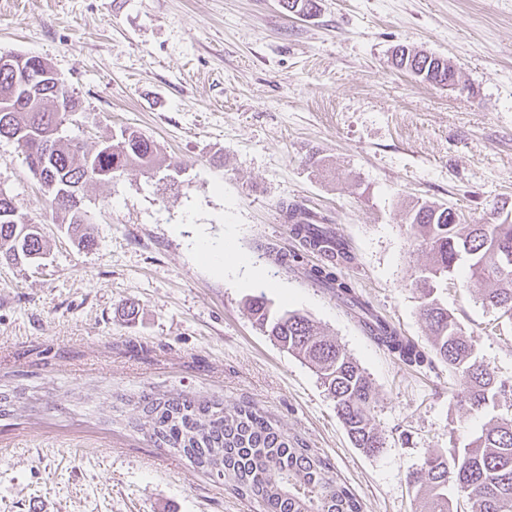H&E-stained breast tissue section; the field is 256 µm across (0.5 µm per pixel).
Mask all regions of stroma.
I'll return each instance as SVG.
<instances>
[{
  "instance_id": "obj_1",
  "label": "stroma",
  "mask_w": 512,
  "mask_h": 512,
  "mask_svg": "<svg viewBox=\"0 0 512 512\" xmlns=\"http://www.w3.org/2000/svg\"><path fill=\"white\" fill-rule=\"evenodd\" d=\"M0 0V54L36 55L82 112L94 148L130 127L160 169L84 190L96 244H74L13 142L0 191L40 224L32 264L0 262V512H263L136 425L143 396L242 402L330 459L362 512H424L409 483L431 451L462 446L512 398L477 414L445 363L399 361L309 271L323 264L279 205L317 215L354 255L342 276L422 348L413 288L427 261L415 203L467 223L512 205V0ZM405 46L448 58L455 88L395 68ZM255 268L220 273L195 252L223 241ZM310 317L370 375L386 446L351 443L315 373L256 326L245 301ZM512 381V319L485 307L460 262L437 291Z\"/></svg>"
}]
</instances>
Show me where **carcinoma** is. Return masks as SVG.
Wrapping results in <instances>:
<instances>
[{
  "label": "carcinoma",
  "mask_w": 512,
  "mask_h": 512,
  "mask_svg": "<svg viewBox=\"0 0 512 512\" xmlns=\"http://www.w3.org/2000/svg\"><path fill=\"white\" fill-rule=\"evenodd\" d=\"M282 7L312 16L318 0H280ZM23 68L0 64V138L17 145L28 168L42 181L48 200L70 235L84 247L96 243L93 219L83 197L66 199L70 188L80 191L90 182H109L132 166L152 171L161 158L154 141L126 129L93 151L63 134L66 121L80 104L65 83L38 56H22ZM396 67L431 84H445L455 75L447 59L419 51ZM292 233L303 245L328 255V264L313 271L316 280L335 289L336 297L365 314L370 336L408 365L422 366L436 357L459 377L456 397L467 411L512 391L476 355L468 336L434 297V291L469 258L471 278L484 285L482 303L512 319V267L501 258L512 256V223L463 224L451 207L421 203L411 210L408 224L419 246L432 255L419 268L414 287L420 293V315L431 332L430 351L400 335L360 301L340 278L351 261L349 246L325 224L293 203L281 205ZM40 226L17 211L13 198L0 192V261L22 263L43 254ZM261 329L288 353L314 369L344 424L354 447L375 455L385 442L373 423L374 391L365 370L336 340L324 335L308 316L276 312L264 298L250 302ZM150 440L175 449L232 490L258 500L264 512H362L361 502L339 482L330 461L251 405L231 408L218 402L187 397L139 401ZM470 504V512H512V423H493L453 454L432 453L413 476L417 492L428 500V512H450L448 483Z\"/></svg>",
  "instance_id": "cac0c4a2"
}]
</instances>
